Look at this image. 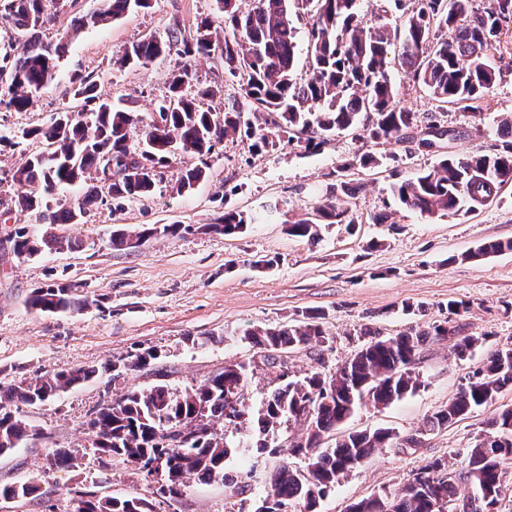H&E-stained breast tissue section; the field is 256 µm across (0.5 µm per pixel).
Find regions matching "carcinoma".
Here are the masks:
<instances>
[{
    "label": "carcinoma",
    "instance_id": "carcinoma-1",
    "mask_svg": "<svg viewBox=\"0 0 512 512\" xmlns=\"http://www.w3.org/2000/svg\"><path fill=\"white\" fill-rule=\"evenodd\" d=\"M66 0H3L0 19L9 24L12 34L0 43V112H25L34 93L51 83L67 55L70 34L57 35L52 42L42 39L45 27L64 9ZM218 16L206 17L188 36L180 27L167 38L144 37L127 46L115 60L121 67L144 65L158 56L183 47V53L209 56L216 51L214 23L224 25V73L239 79L246 103L234 101L224 106V119L199 108L195 97L184 89L189 70L182 68L169 81L168 95L146 115L117 109L101 100L96 84L77 76V95L82 98L77 111L58 113L51 125L24 132L47 142V150L30 157L11 174V183L25 189L12 199L23 211L42 216L47 224H78L101 197L99 170L102 158H112L118 170L134 169L136 174L112 181V199L147 196L153 192L159 170L181 154L208 156L224 138L243 133L252 138L251 147L261 152L288 135V143L314 149L338 132L351 131L360 140L403 142L409 132L419 128L426 117L402 105L388 75L387 47L401 45L400 63L414 82L425 87L440 108L449 105L467 116L483 109L486 94L498 75L487 63L488 53L496 49L503 32L500 18L512 15V0H412L402 10L397 23L382 21L388 10L379 3L377 21L358 13L357 0H252L243 11L238 0H215ZM303 4L312 13L308 29L310 74L307 81L293 82L297 30L292 6ZM150 7V0H104V8L76 20L83 29L117 20L125 13ZM453 31L449 40L443 32ZM22 45L16 51V44ZM265 114L257 125L250 114ZM363 125H358L360 115ZM433 121L435 116H430ZM140 132L138 147L130 145L132 130ZM503 141L493 154H475L464 159L444 157L430 168L399 180L392 191L399 201L424 215L455 214L466 205L473 210L498 199L502 188L512 182V117L500 126ZM371 168L377 157L363 152L338 167V172L354 166ZM206 177L203 167L186 170L179 189H190ZM94 180L77 206L66 202L50 205L45 196L63 186ZM354 193L350 182H336L323 205L303 217L288 222L292 237L317 242L323 228L332 224L354 226L347 197ZM253 219L243 211L230 210L218 224L205 229L226 236L243 232ZM181 225L162 229L145 227L131 231L120 227L112 231L109 243L114 248L130 247L133 239L152 236L158 231L174 234ZM16 257L31 260L46 252L73 248L64 235H49L27 226L11 230ZM512 251V242H484L467 254L480 258ZM29 306L42 312H58L83 306L75 296L73 284L56 283L34 289ZM448 317L427 328L410 327L394 337H381L368 328L367 337L342 365L329 373L311 371L303 377L291 374L287 358L295 350L316 348L326 342L321 315L308 312L288 325L254 328L243 333L256 349L259 360L229 363L224 369L176 394L164 382L147 390H129L107 409L91 413L95 453H107L141 470L153 462L161 463L165 485L162 495L183 490L190 479L210 483L220 480L237 486L241 475L255 472L251 465L243 472L229 474L224 461L231 445L218 432L214 422L221 420L238 426L245 417L242 392L259 365L275 370L273 388L263 402L254 425L263 434L270 428L293 422L303 426L301 436L290 442L289 453L304 459L294 468L283 464L270 476V490L261 498L255 512H278L277 506L298 502L304 512H315L319 500L336 487L340 479L360 467L383 448H410L419 443L402 438L391 428H376L348 433L339 426L358 409L370 405L386 407L415 392L422 384L419 364L424 347L431 341L453 337L448 330L454 318L468 312L462 301L450 300ZM479 338L463 336L456 340L454 355L464 359L473 353ZM158 359L154 348L136 351L130 361L112 363V371L152 370ZM98 374L93 367L60 369L35 381H0V454L36 435L35 429L17 416L18 405H42L60 393L87 382ZM512 387V348L496 350L478 371L472 373L448 405L431 414L424 424L429 433L445 430L478 407L493 402L505 388ZM184 424L195 437L188 447L168 442L169 428ZM512 460V407L501 409L487 423L466 452V464L456 470L445 458L426 461L414 477L394 495L363 498L348 506L347 512H439L432 492L447 503L461 501L457 486H469V495H480L496 504L511 487L503 480V462ZM36 487L29 483L0 487V498L26 499ZM85 512H153L151 502L139 498L101 497L86 501Z\"/></svg>",
    "mask_w": 512,
    "mask_h": 512
}]
</instances>
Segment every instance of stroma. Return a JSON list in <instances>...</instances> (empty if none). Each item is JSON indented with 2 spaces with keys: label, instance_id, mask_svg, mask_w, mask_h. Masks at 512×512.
<instances>
[{
  "label": "stroma",
  "instance_id": "stroma-1",
  "mask_svg": "<svg viewBox=\"0 0 512 512\" xmlns=\"http://www.w3.org/2000/svg\"><path fill=\"white\" fill-rule=\"evenodd\" d=\"M101 6L102 0H73L61 11L56 28L45 33L52 39L59 29L73 30L56 79L36 94L27 111L0 112V136L18 141L0 148V195H14L10 171L45 149L42 140L22 139V130L48 125L57 112L77 105L74 75L94 81L102 99L144 114L167 95L171 73L184 66L190 71L188 93L212 91L201 98L202 108L220 116L225 103L239 96V83L225 75L217 53L187 58L174 51L143 66L113 64L126 46L142 38L166 36L176 25L194 32L197 22L214 16V0H153L151 9L74 30L75 18ZM400 53V45L389 46L390 79L401 105L419 113L436 111L429 92L401 67ZM488 62L501 77L481 114L466 118L452 109L442 116L455 136L438 152L417 150L408 141H358L345 132L313 152L284 142L256 154L249 139L236 135L225 138L208 160L178 156L150 195L105 199L82 223L65 225L78 248L35 260L17 258L8 235L14 225L33 223L34 217L16 210L8 222L0 221V380L31 381L59 368L102 371L46 404L20 406L37 435L0 455V485L31 481L38 491L26 499H0V512H66L74 491L143 498L155 512H253L271 474L288 460L287 446L300 434L299 426L269 431V444L280 452L262 456L255 450L259 434L250 423L226 428L236 450L225 468L256 466L250 487L238 491L219 481L191 480L181 499L164 501L144 471L94 454L87 422L94 409L127 390L150 388L161 378L180 392L227 363L252 360L253 350L242 338L246 329L280 326L308 310L321 313L327 341L317 354H289L288 367L300 377L342 364L358 348L360 329L394 336L423 327L445 319L452 299L471 304L459 319L462 334L484 339L463 360L454 356L452 340L429 344L416 392L380 410L363 408L343 423L347 432L385 427L420 443L403 452L379 451L342 479L320 501L318 512H346L356 500L396 492L430 459L461 463L492 417L512 406V388L441 432L425 433L424 422L494 351L512 345V251L466 257L478 243L512 241V184L475 211L433 218L403 206L390 186L395 175L429 168L443 155L492 151L503 114H512V29L500 35ZM363 151L374 153L380 164L356 166L345 174L355 188L348 202L354 231L335 224L315 244L289 236L287 221L323 204L337 180V166ZM201 164L206 178L191 191H179L182 173ZM228 210L253 214L256 221L234 236L213 232L212 224ZM168 224L184 230L163 233ZM117 225L154 226L158 232L139 246L115 249L109 237ZM59 282L75 284L86 307L53 314L27 306L33 289ZM147 347L160 354L158 374L125 371L116 379L107 372V365ZM63 451L76 456L75 465L52 467L53 454Z\"/></svg>",
  "mask_w": 512,
  "mask_h": 512
}]
</instances>
